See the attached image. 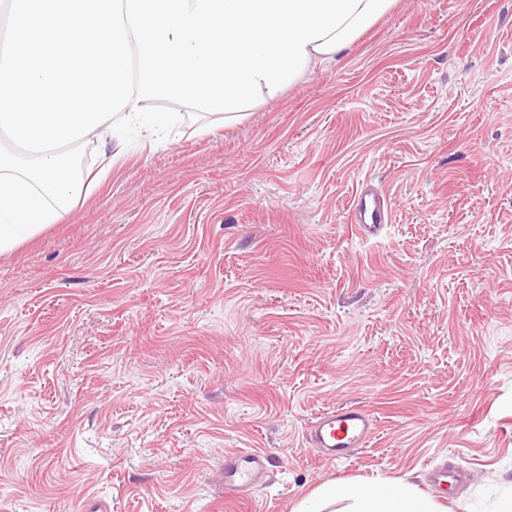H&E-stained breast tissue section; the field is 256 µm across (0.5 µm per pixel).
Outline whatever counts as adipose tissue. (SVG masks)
Listing matches in <instances>:
<instances>
[{
  "instance_id": "adipose-tissue-1",
  "label": "adipose tissue",
  "mask_w": 512,
  "mask_h": 512,
  "mask_svg": "<svg viewBox=\"0 0 512 512\" xmlns=\"http://www.w3.org/2000/svg\"><path fill=\"white\" fill-rule=\"evenodd\" d=\"M291 512H444L406 480L330 481L296 502Z\"/></svg>"
}]
</instances>
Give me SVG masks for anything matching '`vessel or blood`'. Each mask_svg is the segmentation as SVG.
<instances>
[{
	"label": "vessel or blood",
	"instance_id": "1",
	"mask_svg": "<svg viewBox=\"0 0 512 512\" xmlns=\"http://www.w3.org/2000/svg\"><path fill=\"white\" fill-rule=\"evenodd\" d=\"M388 208L383 195L369 185L357 190L348 223L360 234L376 235L387 224ZM376 432L372 414L359 406L342 407L323 412L305 428L307 448L322 460L348 458L355 449L366 446ZM267 458L255 449H234L224 454V500L231 504L249 501L252 491L263 484Z\"/></svg>",
	"mask_w": 512,
	"mask_h": 512
}]
</instances>
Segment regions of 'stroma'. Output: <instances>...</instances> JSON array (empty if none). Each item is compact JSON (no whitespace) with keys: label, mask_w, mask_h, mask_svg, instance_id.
Listing matches in <instances>:
<instances>
[{"label":"stroma","mask_w":512,"mask_h":512,"mask_svg":"<svg viewBox=\"0 0 512 512\" xmlns=\"http://www.w3.org/2000/svg\"><path fill=\"white\" fill-rule=\"evenodd\" d=\"M85 138L88 188L0 255V512H226L224 452L267 454L236 512L341 479L512 493V0H396L335 61L226 124ZM389 222H346L361 182ZM360 406L348 460L304 442ZM376 432V420L359 406L328 410L305 428L307 448L322 460L347 459L356 448L366 446Z\"/></svg>","instance_id":"1"}]
</instances>
